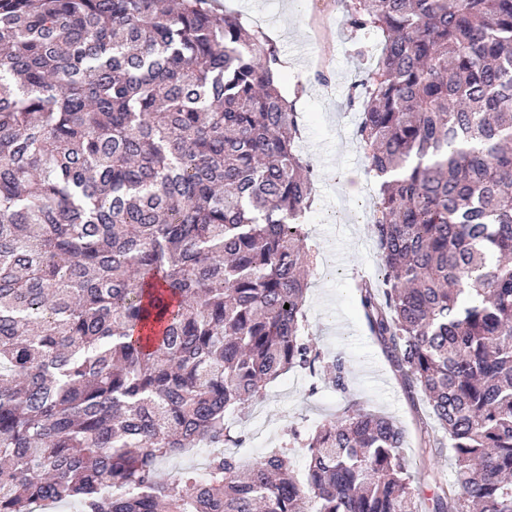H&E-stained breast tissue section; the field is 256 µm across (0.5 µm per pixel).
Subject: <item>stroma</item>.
<instances>
[{"instance_id": "stroma-1", "label": "stroma", "mask_w": 512, "mask_h": 512, "mask_svg": "<svg viewBox=\"0 0 512 512\" xmlns=\"http://www.w3.org/2000/svg\"><path fill=\"white\" fill-rule=\"evenodd\" d=\"M217 3L281 51L282 91L294 101L301 124L297 149L313 170L314 204L304 217L313 248L307 320L324 358L342 356L347 368L343 391L319 371L291 372L272 383L262 400L233 419L241 449L259 456L288 436L307 438L358 402L408 430L404 454L413 485L421 497H430L433 485L425 471L433 467L451 477V455L421 447L417 413L369 335L354 292L357 281L383 276L371 225L375 182L355 136L361 114L348 103L351 85L378 60L381 39L369 34L356 40L336 0Z\"/></svg>"}]
</instances>
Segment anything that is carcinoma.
<instances>
[{
	"label": "carcinoma",
	"instance_id": "1",
	"mask_svg": "<svg viewBox=\"0 0 512 512\" xmlns=\"http://www.w3.org/2000/svg\"><path fill=\"white\" fill-rule=\"evenodd\" d=\"M336 4L383 37L352 86L385 268L359 302L453 478L415 494L358 403L223 451L321 358L276 44L211 0H0V512H512V0ZM197 444L205 476L159 479Z\"/></svg>",
	"mask_w": 512,
	"mask_h": 512
}]
</instances>
